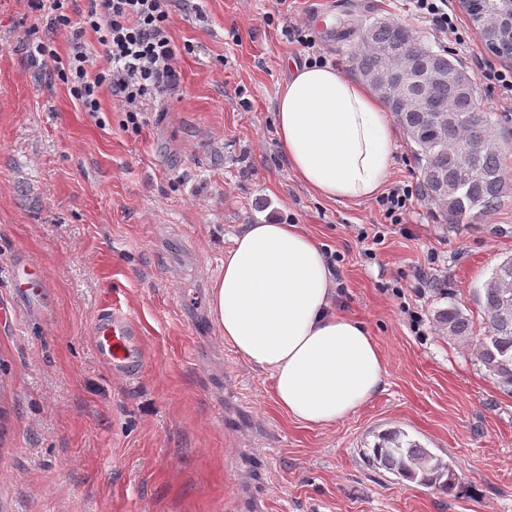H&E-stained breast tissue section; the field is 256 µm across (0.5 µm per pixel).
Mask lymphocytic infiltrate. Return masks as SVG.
<instances>
[{
	"label": "lymphocytic infiltrate",
	"mask_w": 512,
	"mask_h": 512,
	"mask_svg": "<svg viewBox=\"0 0 512 512\" xmlns=\"http://www.w3.org/2000/svg\"><path fill=\"white\" fill-rule=\"evenodd\" d=\"M38 10L49 9L53 32L70 34L66 52H58L51 36L33 41L29 52L66 84L82 111L102 109L101 93L109 91L121 103L132 130L142 126L140 105L149 97L166 95L180 80L177 48L170 33V0H85L73 10L72 0H30ZM416 16L434 31L465 40L448 0H412ZM94 33L101 51L93 57L85 42Z\"/></svg>",
	"instance_id": "lymphocytic-infiltrate-1"
}]
</instances>
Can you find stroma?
Returning <instances> with one entry per match:
<instances>
[{"instance_id": "35a3bbf8", "label": "stroma", "mask_w": 512, "mask_h": 512, "mask_svg": "<svg viewBox=\"0 0 512 512\" xmlns=\"http://www.w3.org/2000/svg\"><path fill=\"white\" fill-rule=\"evenodd\" d=\"M449 7L464 46L410 0H173L180 82L144 102L134 132L110 92L100 113L82 112L34 64L26 45L48 33V11L0 0V512H512V393L473 343L435 323L444 288L475 335L486 331L478 294L512 255V108L479 81L480 111L502 124L506 197L456 224L419 196L399 224L374 198L324 200L298 181L276 135L286 63L307 59L295 27L347 76L374 17L466 67L480 57L512 68L458 0ZM267 221L301 225L322 245L337 308L383 356L382 390L329 427L289 418L210 319L232 237ZM19 262L43 272L45 305L7 288ZM112 308L141 329L145 367L133 381L92 342ZM391 428L454 462L453 494L364 463Z\"/></svg>"}]
</instances>
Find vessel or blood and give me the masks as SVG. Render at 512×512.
Instances as JSON below:
<instances>
[{"mask_svg": "<svg viewBox=\"0 0 512 512\" xmlns=\"http://www.w3.org/2000/svg\"><path fill=\"white\" fill-rule=\"evenodd\" d=\"M13 286L31 298H44L47 284L41 270L28 265L12 276ZM92 337L99 358L126 377H137L143 367L139 330L125 313L112 310L103 313L95 322Z\"/></svg>", "mask_w": 512, "mask_h": 512, "instance_id": "obj_1", "label": "vessel or blood"}]
</instances>
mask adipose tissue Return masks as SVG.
I'll use <instances>...</instances> for the list:
<instances>
[{"mask_svg": "<svg viewBox=\"0 0 512 512\" xmlns=\"http://www.w3.org/2000/svg\"><path fill=\"white\" fill-rule=\"evenodd\" d=\"M276 134L296 178L341 204L380 193L396 147L382 102L329 65L293 67L277 96ZM335 298L327 256L297 224L247 225L211 283L218 338L267 375L277 405L308 427L336 424L384 385L376 341Z\"/></svg>", "mask_w": 512, "mask_h": 512, "instance_id": "1", "label": "adipose tissue"}]
</instances>
